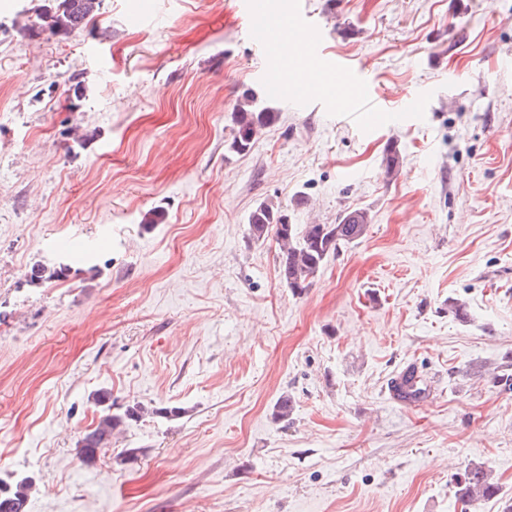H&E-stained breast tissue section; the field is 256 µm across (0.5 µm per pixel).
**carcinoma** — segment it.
Masks as SVG:
<instances>
[{"label":"carcinoma","mask_w":512,"mask_h":512,"mask_svg":"<svg viewBox=\"0 0 512 512\" xmlns=\"http://www.w3.org/2000/svg\"><path fill=\"white\" fill-rule=\"evenodd\" d=\"M55 5L44 9L37 29L54 35L69 36L83 30L96 16L101 0H54ZM277 113L267 101L248 91L242 95L234 112V128L226 144L227 151L243 155L250 151L258 132L272 124ZM372 221L366 209L345 213L336 224L288 223L282 210L271 203L262 202L248 217L249 239L262 242L270 229L280 243L279 276L281 281L295 293L310 287L328 257L336 254L343 244L355 242L363 237ZM70 267L62 265L48 269L43 266L32 268L28 281L38 284L47 279H61L69 275ZM96 405L102 407L98 421L85 431L77 441L78 454L88 466L96 464L99 456L112 444L115 431L139 422L148 413L140 403L128 404L120 411H112V393L98 390L93 394ZM34 487L31 477L25 476L10 482L0 480V512H26L30 492ZM497 486L491 482L488 471L474 467L464 475L460 500L470 504L482 498L495 495Z\"/></svg>","instance_id":"carcinoma-1"}]
</instances>
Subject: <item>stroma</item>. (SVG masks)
Segmentation results:
<instances>
[{
  "label": "stroma",
  "mask_w": 512,
  "mask_h": 512,
  "mask_svg": "<svg viewBox=\"0 0 512 512\" xmlns=\"http://www.w3.org/2000/svg\"><path fill=\"white\" fill-rule=\"evenodd\" d=\"M259 2L371 93L337 106L257 43L247 0H102L68 37L33 32L44 0H0V478H35L28 512H506L512 0ZM270 72L302 103L228 152ZM373 104L398 123L364 133ZM263 201L372 222L295 294L275 234L248 238ZM409 364L432 385L414 408L384 391ZM100 389L155 412L89 468ZM476 466L499 492L466 509Z\"/></svg>",
  "instance_id": "35a3bbf8"
}]
</instances>
